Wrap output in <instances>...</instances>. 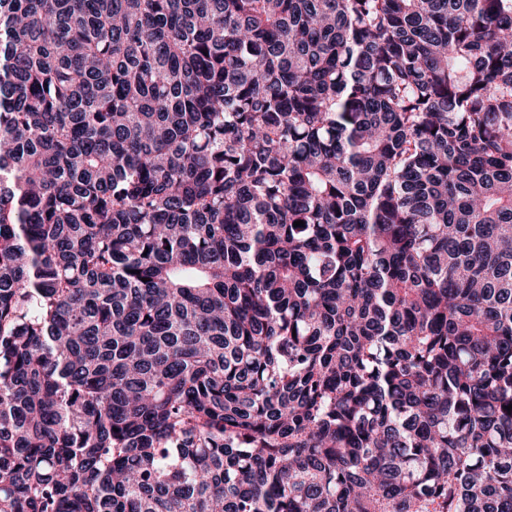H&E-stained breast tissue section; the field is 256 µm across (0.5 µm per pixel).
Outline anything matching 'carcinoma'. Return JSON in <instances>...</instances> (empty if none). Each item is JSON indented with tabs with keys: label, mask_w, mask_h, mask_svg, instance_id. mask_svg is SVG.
<instances>
[{
	"label": "carcinoma",
	"mask_w": 512,
	"mask_h": 512,
	"mask_svg": "<svg viewBox=\"0 0 512 512\" xmlns=\"http://www.w3.org/2000/svg\"><path fill=\"white\" fill-rule=\"evenodd\" d=\"M509 404L512 0H0V512H512Z\"/></svg>",
	"instance_id": "carcinoma-1"
}]
</instances>
